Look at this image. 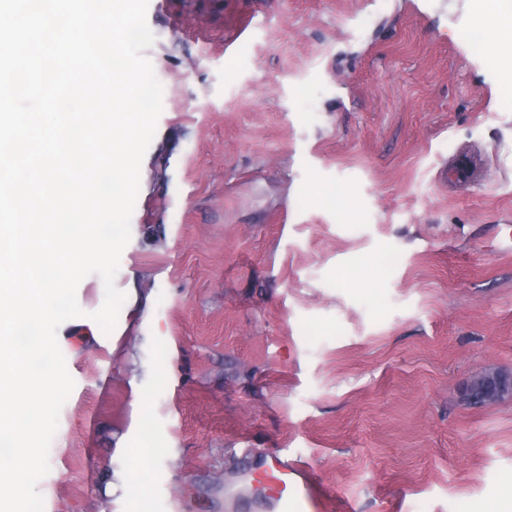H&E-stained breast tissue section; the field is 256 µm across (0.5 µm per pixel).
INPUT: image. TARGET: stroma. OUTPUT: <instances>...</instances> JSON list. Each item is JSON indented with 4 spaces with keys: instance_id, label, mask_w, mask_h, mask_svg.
<instances>
[{
    "instance_id": "1",
    "label": "stroma",
    "mask_w": 512,
    "mask_h": 512,
    "mask_svg": "<svg viewBox=\"0 0 512 512\" xmlns=\"http://www.w3.org/2000/svg\"><path fill=\"white\" fill-rule=\"evenodd\" d=\"M164 88L44 512H228L279 454L335 512H512V95L475 0H149ZM249 39L235 47L240 29ZM487 158L479 181L440 173ZM125 484L110 486L114 473ZM469 399L474 402L473 392L479 391L482 403L479 405H492L500 399L512 396V375L492 371L482 374L470 381L467 387Z\"/></svg>"
}]
</instances>
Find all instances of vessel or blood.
Masks as SVG:
<instances>
[{
  "label": "vessel or blood",
  "instance_id": "1",
  "mask_svg": "<svg viewBox=\"0 0 512 512\" xmlns=\"http://www.w3.org/2000/svg\"><path fill=\"white\" fill-rule=\"evenodd\" d=\"M260 500L264 512H323L328 495L303 466L275 456L266 464Z\"/></svg>",
  "mask_w": 512,
  "mask_h": 512
}]
</instances>
